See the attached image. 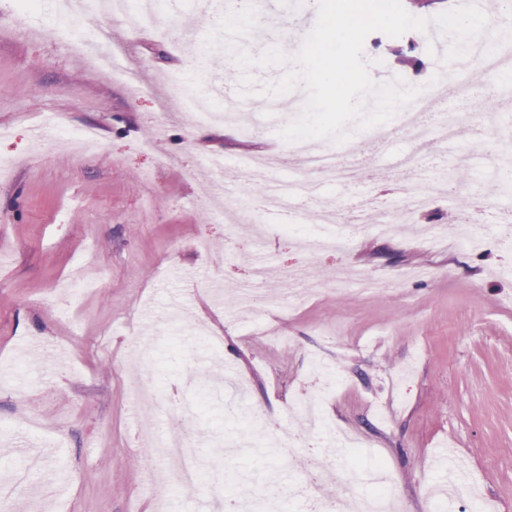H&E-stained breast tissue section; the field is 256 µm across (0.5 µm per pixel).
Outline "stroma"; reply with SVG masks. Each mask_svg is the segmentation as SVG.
<instances>
[{
    "label": "stroma",
    "instance_id": "35a3bbf8",
    "mask_svg": "<svg viewBox=\"0 0 512 512\" xmlns=\"http://www.w3.org/2000/svg\"><path fill=\"white\" fill-rule=\"evenodd\" d=\"M10 0H0V512H186L189 499L247 489L257 512H306L308 459H315L324 499L369 490L362 474L384 464L400 512H427L433 485L448 473L436 458L451 449L458 477L481 503L512 512V246L496 238L495 204L512 170L470 173L469 211L479 243L446 248L422 232L429 216L447 215V184L434 190L429 215L399 239L357 234L348 251L308 255L303 239L328 232L298 211L263 205L262 179L247 192L261 206L225 222L228 174L244 155L285 153L280 123L261 117L251 135L237 126L190 122L175 93L183 83L212 95L224 82L241 93L230 50L204 56L218 17L199 22L204 0H163L158 25L190 31L169 42L114 26L112 38L146 90L124 84L73 55L65 36L37 37ZM272 16L297 24L289 35ZM317 17L315 0H263L246 37L251 55L292 53ZM372 32L365 59L410 87ZM93 128L99 146L78 155L55 143L57 127ZM361 150L342 155L363 177L350 186L323 182V198L348 209L391 203L384 187L400 180L393 160L412 147L405 132L374 140L347 126ZM224 157L216 175L199 171ZM295 225L293 235L282 225ZM315 280L345 266L395 277L422 266L431 277L363 299L331 287L285 310L241 313L231 288L247 280L251 259ZM91 286L74 298L59 290L75 269ZM235 365L233 381L219 371ZM146 391L132 398V377ZM322 402L328 429L309 433L296 459L253 448L227 449L239 431L263 443L293 430L304 405ZM160 428H183L198 441L203 479L193 494L147 481L149 441L129 413Z\"/></svg>",
    "mask_w": 512,
    "mask_h": 512
}]
</instances>
